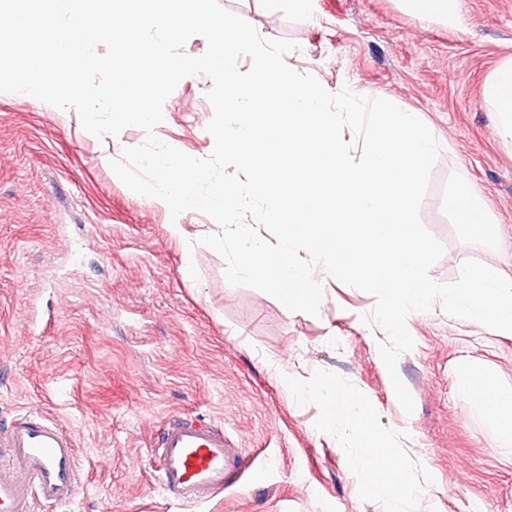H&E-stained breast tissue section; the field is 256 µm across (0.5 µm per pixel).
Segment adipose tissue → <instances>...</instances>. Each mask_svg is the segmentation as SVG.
I'll use <instances>...</instances> for the list:
<instances>
[{
	"instance_id": "obj_1",
	"label": "adipose tissue",
	"mask_w": 512,
	"mask_h": 512,
	"mask_svg": "<svg viewBox=\"0 0 512 512\" xmlns=\"http://www.w3.org/2000/svg\"><path fill=\"white\" fill-rule=\"evenodd\" d=\"M484 97L498 112L502 132L512 138V59L502 62L486 78ZM448 205L460 223L478 229L487 237L497 235V225L485 218L480 201L467 184L456 186L448 198ZM466 387L479 408L504 417L500 441L503 447H512V389L502 388L488 377L469 380ZM296 393L302 398L313 396L318 399L323 425L342 437L345 457L353 461L363 491L385 497V512H401L404 500L413 496L414 489L406 482L391 449L376 448L369 441L358 438L363 411L348 389L328 380L313 390L297 388Z\"/></svg>"
}]
</instances>
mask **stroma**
Returning a JSON list of instances; mask_svg holds the SVG:
<instances>
[{"mask_svg":"<svg viewBox=\"0 0 512 512\" xmlns=\"http://www.w3.org/2000/svg\"><path fill=\"white\" fill-rule=\"evenodd\" d=\"M220 2L261 36L295 42L288 65L326 90L419 113L441 148L420 211L445 246L434 280H455L468 259L512 276V143L482 91L512 57V0H458L460 32L398 0H309L302 17L286 0L274 12L265 0ZM210 86L204 75L178 83L155 129L162 142L211 153ZM145 138L129 126L99 140L75 111L0 93V433L44 411L74 434L82 468L71 503L37 512H383L323 429L319 405L285 388L268 370L274 361L296 384L331 379L366 404L364 437L395 449L415 488L404 512H512V447L460 384L489 375L512 388V332L438 303L408 318L415 346L397 372L415 408L405 414L379 355L383 333L361 320L374 297L329 280L313 316L230 285L223 258L198 243L211 218L171 216L111 170ZM463 179L499 224L497 240L466 231L449 210ZM173 414L223 421L264 477L207 506L166 503L149 446Z\"/></svg>","mask_w":512,"mask_h":512,"instance_id":"35a3bbf8","label":"stroma"}]
</instances>
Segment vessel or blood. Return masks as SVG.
<instances>
[{
    "label": "vessel or blood",
    "mask_w": 512,
    "mask_h": 512,
    "mask_svg": "<svg viewBox=\"0 0 512 512\" xmlns=\"http://www.w3.org/2000/svg\"><path fill=\"white\" fill-rule=\"evenodd\" d=\"M150 452L164 497L178 505L210 504L260 475L219 421L170 417ZM80 487L76 439L57 419L28 412L0 434V512H33L38 503L61 506Z\"/></svg>",
    "instance_id": "b4317fda"
}]
</instances>
